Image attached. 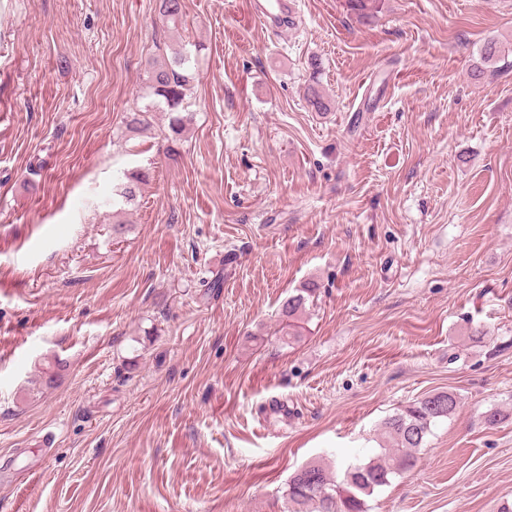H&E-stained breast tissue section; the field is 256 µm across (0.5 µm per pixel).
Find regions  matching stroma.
Wrapping results in <instances>:
<instances>
[{"label": "stroma", "instance_id": "stroma-1", "mask_svg": "<svg viewBox=\"0 0 512 512\" xmlns=\"http://www.w3.org/2000/svg\"><path fill=\"white\" fill-rule=\"evenodd\" d=\"M490 39L512 43V0H298L278 35L250 0H183L175 28L156 0H0V512H287L298 468L343 473L448 389L367 512H512V418L483 419L512 407V68L471 76ZM157 51L187 58L173 154L125 128Z\"/></svg>", "mask_w": 512, "mask_h": 512}]
</instances>
